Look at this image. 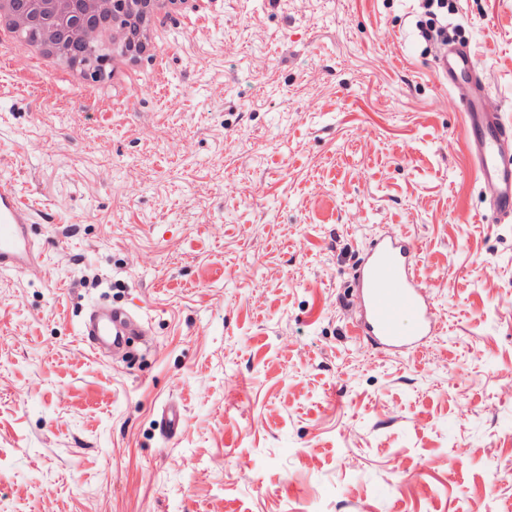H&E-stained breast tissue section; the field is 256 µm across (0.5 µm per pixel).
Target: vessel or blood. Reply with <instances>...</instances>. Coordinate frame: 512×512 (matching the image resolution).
<instances>
[{"instance_id": "obj_1", "label": "vessel or blood", "mask_w": 512, "mask_h": 512, "mask_svg": "<svg viewBox=\"0 0 512 512\" xmlns=\"http://www.w3.org/2000/svg\"><path fill=\"white\" fill-rule=\"evenodd\" d=\"M434 74L464 97L463 135L481 182L494 190L491 210L501 222L512 221V161L503 144L512 139V124L503 119V104L490 91L470 49L445 46L436 56ZM32 209L14 185L0 181V270L26 272L37 255L29 238ZM361 317L355 326L379 350H418L434 332L426 284L419 273V256L406 235L373 242L357 271ZM140 315L107 303L92 307L80 336L93 350L109 349L125 337L144 335Z\"/></svg>"}]
</instances>
